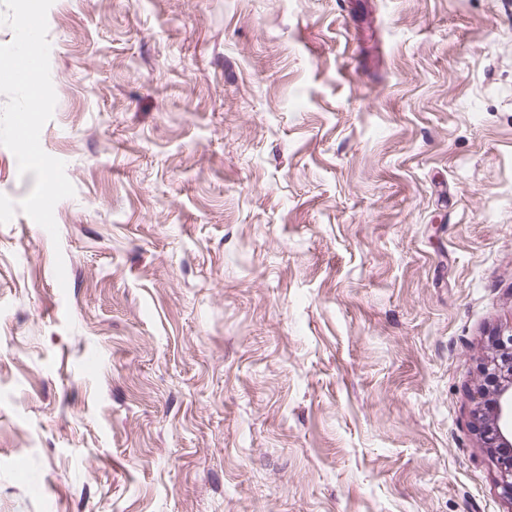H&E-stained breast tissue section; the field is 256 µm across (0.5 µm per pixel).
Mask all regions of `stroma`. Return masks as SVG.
I'll list each match as a JSON object with an SVG mask.
<instances>
[{"label":"stroma","instance_id":"35a3bbf8","mask_svg":"<svg viewBox=\"0 0 512 512\" xmlns=\"http://www.w3.org/2000/svg\"><path fill=\"white\" fill-rule=\"evenodd\" d=\"M59 242L0 225V512H512V0H54ZM63 256L66 282L54 265ZM491 346L492 355L483 367L490 398L475 419L498 470L501 496L512 506V334L492 336Z\"/></svg>","mask_w":512,"mask_h":512}]
</instances>
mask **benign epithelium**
Here are the masks:
<instances>
[{
    "label": "benign epithelium",
    "instance_id": "7a95c632",
    "mask_svg": "<svg viewBox=\"0 0 512 512\" xmlns=\"http://www.w3.org/2000/svg\"><path fill=\"white\" fill-rule=\"evenodd\" d=\"M491 346L492 355L483 367L490 398L475 419L498 470L501 496L512 504V334L492 336Z\"/></svg>",
    "mask_w": 512,
    "mask_h": 512
}]
</instances>
